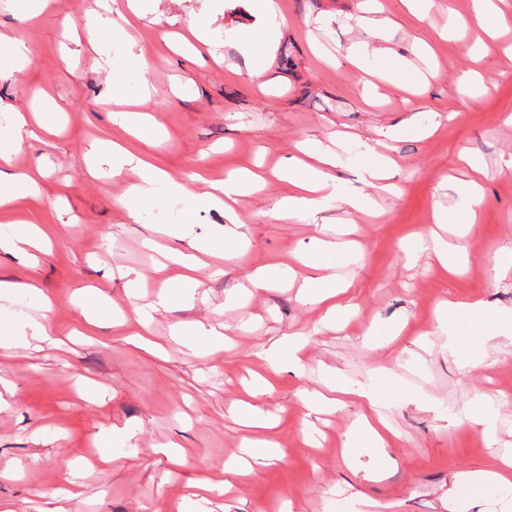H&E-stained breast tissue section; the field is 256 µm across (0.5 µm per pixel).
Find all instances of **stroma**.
Here are the masks:
<instances>
[{
	"label": "stroma",
	"mask_w": 512,
	"mask_h": 512,
	"mask_svg": "<svg viewBox=\"0 0 512 512\" xmlns=\"http://www.w3.org/2000/svg\"><path fill=\"white\" fill-rule=\"evenodd\" d=\"M471 0H435L420 20L401 0H274L285 25L268 61L267 84L258 87L250 63L223 31L257 26L249 0H224L213 24L216 56L197 58L192 47L173 46L198 0H159L128 31L127 45L149 64L151 95L139 99L129 81L128 100L153 115L154 126L125 136L112 122L113 77L102 57L111 45L92 48L84 22L95 0H52L29 23L14 17L15 0H0V35L29 44L30 64L0 75V104L24 112L56 107L57 132L39 133L13 156L10 173L41 168L39 191L0 209V229L16 222L42 226L49 242L22 261L0 252V277L31 282L50 297L55 344L40 351L0 357V381L15 393L0 406V504L15 512H46L47 496L77 491L70 512H325L339 499L341 512L359 502L378 512H449L448 494L459 474L493 468L512 449V342L505 328L485 322L461 339L453 353L436 318L446 301H484L496 313H512V26L483 35ZM389 19V45L411 56L414 41L428 44L440 79L410 93L380 85L367 101L359 71L337 48L360 38L361 11ZM478 52H470V45ZM492 78L487 90L463 97L460 80ZM393 129L389 154L398 170L391 190L366 186L360 163L376 130ZM148 158L172 179L204 172L216 178L264 164L281 166L306 140L338 141L345 160L336 171L346 192L366 194L371 208L356 211L329 202L316 221L278 222L267 212L288 185L270 179L235 207L248 240L223 255L201 256L196 299L155 314V352L142 346L136 324L103 321L78 335L82 307L104 300L132 310L127 277L152 274L186 243L167 235L169 224L213 236L223 212L188 210L175 201L153 204L151 216L132 219L123 207L137 180L131 170L113 174L101 149L115 140ZM470 156L481 175L461 163ZM484 202L476 220L461 229L471 179ZM441 208L446 223L432 221ZM342 232L349 253L337 255L327 274L349 282L354 309L336 323L322 321L320 307L304 302L300 289L316 271L301 255L317 240ZM438 233L448 243L454 275L431 255L409 259L403 247L416 234ZM272 263L292 267L296 279L237 304L228 294L247 286L250 274ZM225 274L212 278L215 267ZM223 324L226 348L208 353L188 348L174 335L182 325ZM381 335L365 342L369 327ZM310 339L304 374L284 372L260 409L280 413L275 437L283 459L259 467L229 499L189 504L197 470L221 465L239 452L243 431L228 416L254 355L283 335ZM484 359L470 369L468 355ZM352 386L384 385L383 414L397 433L386 464L371 480L365 469L377 457L365 449L345 455L351 425L367 411L352 397L340 409L306 419L304 395L325 392L326 374ZM112 434L109 471L87 466L98 432Z\"/></svg>",
	"instance_id": "stroma-1"
}]
</instances>
